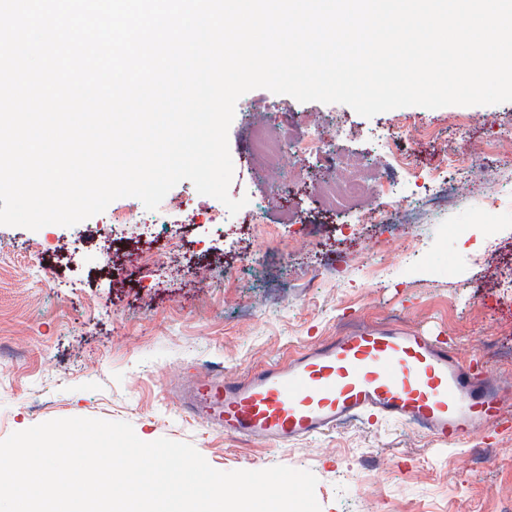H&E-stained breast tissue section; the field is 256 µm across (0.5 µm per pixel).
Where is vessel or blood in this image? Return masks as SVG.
Returning <instances> with one entry per match:
<instances>
[{
  "instance_id": "b4317fda",
  "label": "vessel or blood",
  "mask_w": 512,
  "mask_h": 512,
  "mask_svg": "<svg viewBox=\"0 0 512 512\" xmlns=\"http://www.w3.org/2000/svg\"><path fill=\"white\" fill-rule=\"evenodd\" d=\"M180 400L224 432L283 445L361 414L414 423L443 443L474 439L501 409L451 347L383 329L348 332L240 381L215 374Z\"/></svg>"
}]
</instances>
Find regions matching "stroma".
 <instances>
[{
  "mask_svg": "<svg viewBox=\"0 0 512 512\" xmlns=\"http://www.w3.org/2000/svg\"><path fill=\"white\" fill-rule=\"evenodd\" d=\"M274 124L362 158L371 188L328 209L318 186L337 170L325 156L288 148L253 165L254 128ZM228 147V193L246 201L236 214L185 180L153 211L124 197L70 227L0 226V440L59 418L124 421L223 472L310 471L322 512H512V102L368 119L259 88L237 101ZM445 151L474 161L448 173ZM443 178L451 191L433 202ZM375 207L394 223H359ZM121 211L137 223H113ZM356 327L452 346L501 388L504 417L460 444L358 416L282 446L224 434L177 397Z\"/></svg>",
  "mask_w": 512,
  "mask_h": 512,
  "instance_id": "35a3bbf8",
  "label": "stroma"
}]
</instances>
